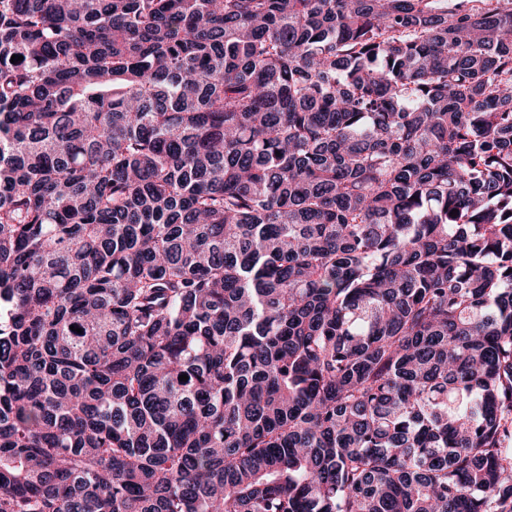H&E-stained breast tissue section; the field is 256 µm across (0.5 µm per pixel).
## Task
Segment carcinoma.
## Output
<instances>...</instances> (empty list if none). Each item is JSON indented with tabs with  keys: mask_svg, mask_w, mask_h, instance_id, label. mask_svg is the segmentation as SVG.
I'll return each mask as SVG.
<instances>
[{
	"mask_svg": "<svg viewBox=\"0 0 512 512\" xmlns=\"http://www.w3.org/2000/svg\"><path fill=\"white\" fill-rule=\"evenodd\" d=\"M510 443L512 0H0V512H512Z\"/></svg>",
	"mask_w": 512,
	"mask_h": 512,
	"instance_id": "cac0c4a2",
	"label": "carcinoma"
}]
</instances>
